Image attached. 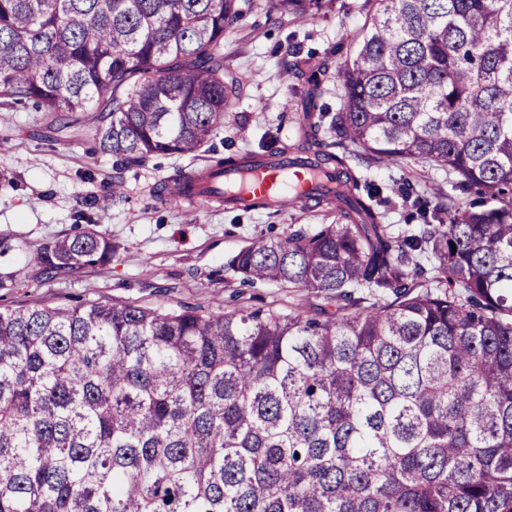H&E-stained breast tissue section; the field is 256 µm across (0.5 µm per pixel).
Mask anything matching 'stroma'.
I'll return each instance as SVG.
<instances>
[{"mask_svg":"<svg viewBox=\"0 0 512 512\" xmlns=\"http://www.w3.org/2000/svg\"><path fill=\"white\" fill-rule=\"evenodd\" d=\"M363 3L336 0L315 18L300 21L274 9L271 0H244V15L225 30L223 48L224 71L239 82L241 93L212 141L213 150L245 155L298 141L308 124L305 76L322 63L335 68L344 61V54L329 59L325 53L353 43L366 19ZM287 61L298 62L304 74L293 85L282 75ZM100 118V113L82 112L65 127L49 112L0 111V240L9 245L0 269L16 274L0 288V307L96 301L224 311L261 306L285 313L323 305L320 295L300 288L241 285L224 263L259 240L287 234L290 225L335 223V209L304 205L244 211L219 203L194 209L172 202L159 194L160 184L206 168L212 151L158 155L145 165L119 169L96 149ZM243 127L249 132L244 139L238 135ZM357 168L380 190L384 221L396 233L417 224L401 187L411 186L434 203L446 200L451 190L446 170L418 161L378 165L361 160ZM116 177L124 182L123 199L102 210L85 209L86 200L108 194ZM83 209L115 245L111 263L42 278L28 266V250L74 233Z\"/></svg>","mask_w":512,"mask_h":512,"instance_id":"35a3bbf8","label":"stroma"}]
</instances>
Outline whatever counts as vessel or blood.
<instances>
[{"label": "vessel or blood", "instance_id": "1", "mask_svg": "<svg viewBox=\"0 0 512 512\" xmlns=\"http://www.w3.org/2000/svg\"><path fill=\"white\" fill-rule=\"evenodd\" d=\"M324 173L289 165L287 159L269 154L244 164L232 174H215L207 181L210 192L223 193L233 206L260 201L268 207L304 205L319 187L329 184Z\"/></svg>", "mask_w": 512, "mask_h": 512}]
</instances>
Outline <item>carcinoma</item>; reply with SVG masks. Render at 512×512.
<instances>
[{"label":"carcinoma","instance_id":"obj_1","mask_svg":"<svg viewBox=\"0 0 512 512\" xmlns=\"http://www.w3.org/2000/svg\"><path fill=\"white\" fill-rule=\"evenodd\" d=\"M333 2L276 6L311 19ZM367 2L339 112L278 149L347 185L338 222L225 263L327 306L0 310V512H512V0ZM240 15L0 0V105L97 104L118 167L194 154L238 95L221 46ZM357 157L448 170L461 196L406 195L448 223L394 233ZM114 253L86 227L31 261L53 278Z\"/></svg>","mask_w":512,"mask_h":512}]
</instances>
